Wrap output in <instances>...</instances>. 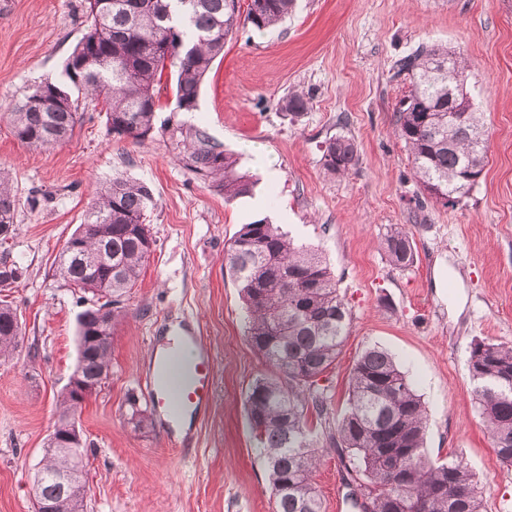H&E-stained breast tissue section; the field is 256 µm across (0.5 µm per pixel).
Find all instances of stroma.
Segmentation results:
<instances>
[{
  "mask_svg": "<svg viewBox=\"0 0 512 512\" xmlns=\"http://www.w3.org/2000/svg\"><path fill=\"white\" fill-rule=\"evenodd\" d=\"M87 25L84 0H0V169L17 199L14 238L0 259L24 276L0 290L22 323L14 358L0 364V512H33L32 478L55 421V404L77 362L78 292L56 274L65 240L82 224L99 185L123 177L154 195L156 242L115 325L112 368L81 408L90 491L86 512H273V496L244 409L265 371L244 334V309L224 253L241 225H283L318 248L350 313L349 335L319 380L325 414L309 413L325 441L346 407L358 353L389 352L426 404V453L462 459L482 481L483 512H512V466L497 457L473 402L474 341L512 344V0H297L264 32L227 41L205 78L198 108L175 111L173 82L156 86L152 138L107 134L105 115L82 100L73 137L49 150L21 144L2 113L33 85L66 83L63 64ZM463 54L467 87L488 135L486 166L455 207L435 203L414 175L393 125L409 81L397 61L419 46ZM298 90L301 115L278 101ZM204 128L240 156L251 194H223L187 170L170 137ZM354 139L360 161L329 177L323 144ZM412 237L413 266L400 270L380 242L394 225ZM191 327L215 357L216 393L188 453L166 429L128 421L129 398L151 360V338ZM336 450L315 475L324 512H361Z\"/></svg>",
  "mask_w": 512,
  "mask_h": 512,
  "instance_id": "1",
  "label": "stroma"
}]
</instances>
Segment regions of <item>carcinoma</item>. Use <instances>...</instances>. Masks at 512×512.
Here are the masks:
<instances>
[{
  "instance_id": "carcinoma-1",
  "label": "carcinoma",
  "mask_w": 512,
  "mask_h": 512,
  "mask_svg": "<svg viewBox=\"0 0 512 512\" xmlns=\"http://www.w3.org/2000/svg\"><path fill=\"white\" fill-rule=\"evenodd\" d=\"M88 24L66 58L64 73L85 98L102 101L113 136L145 141L154 130L159 104L155 86L165 70L175 77V104L197 110L203 79L240 23L255 30L274 27L293 11L295 0H249L239 18L238 0H85ZM409 90L394 111L398 137L409 150L413 171L424 190L444 207L467 196L483 173L487 137L466 83L469 65L443 47L421 46L397 63ZM310 104L302 92L279 101L285 112L301 114ZM79 100L67 86L41 82L7 113L15 138L49 149L72 137ZM182 145L178 159L231 201L251 193L255 181L239 170L237 154L216 143L200 127L173 130ZM323 168L331 176L354 169L359 155L345 135L324 142ZM153 193L143 182L115 177L96 188L83 224L66 239L57 272L64 283L104 300L78 320L79 334L97 331L100 309L111 321L121 297L133 288L155 240L146 224ZM13 180L0 170V234L16 233ZM391 265L414 264L412 238L399 226L385 234ZM105 249L112 269L93 268L85 255ZM226 266L247 312V340L268 371L254 379L245 403L250 428L265 457L275 512H323L313 474L324 448L308 438V411L321 414L326 397L316 382L335 363L348 336L350 318L330 267L317 250L295 243L277 224L259 219L236 232L225 253ZM112 275V296L92 284ZM16 262L0 261V288L22 277ZM22 327L16 309L0 303V363L19 346ZM112 341H92L74 371L87 379L109 375ZM473 399L491 434L497 457L512 463V345L478 341L469 353ZM73 410L60 395L54 434L67 432ZM425 406L395 359L369 347L357 357L349 379V408L328 436L344 462L353 502L366 499L373 512H483L482 491L463 460L435 463L425 453ZM405 449L400 468L388 466V449ZM85 447L43 450L32 491L43 509L66 501L84 507L89 490ZM84 479L69 485L67 469Z\"/></svg>"
}]
</instances>
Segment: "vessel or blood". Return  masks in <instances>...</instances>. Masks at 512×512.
I'll list each match as a JSON object with an SVG mask.
<instances>
[{"label": "vessel or blood", "mask_w": 512, "mask_h": 512, "mask_svg": "<svg viewBox=\"0 0 512 512\" xmlns=\"http://www.w3.org/2000/svg\"><path fill=\"white\" fill-rule=\"evenodd\" d=\"M153 360L144 376L146 401L163 423L173 447H180L191 423L210 407L214 393V361L210 349L196 333L179 344L153 343Z\"/></svg>", "instance_id": "1"}]
</instances>
